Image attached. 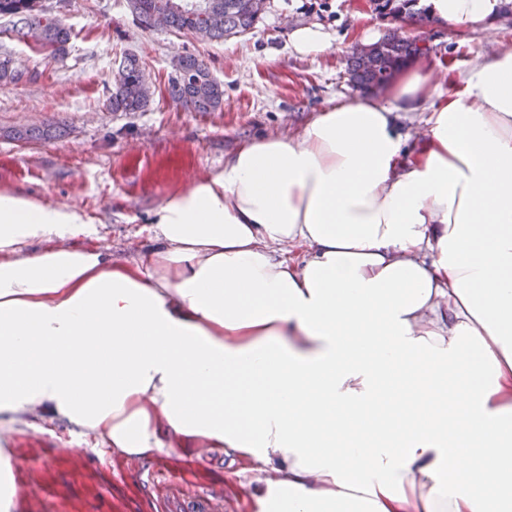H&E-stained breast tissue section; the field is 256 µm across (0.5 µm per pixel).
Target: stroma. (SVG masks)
<instances>
[{
	"instance_id": "obj_1",
	"label": "stroma",
	"mask_w": 512,
	"mask_h": 512,
	"mask_svg": "<svg viewBox=\"0 0 512 512\" xmlns=\"http://www.w3.org/2000/svg\"><path fill=\"white\" fill-rule=\"evenodd\" d=\"M50 16L72 32L65 57L55 61L0 32V49L22 75L0 85V193L78 204L89 227L75 245L106 247L119 258L150 247L148 220L157 204L223 169L239 141L296 131L313 112L352 97L347 62L365 31L381 38L398 26L373 0H268L250 33L224 41L142 29L126 0H66ZM310 25L327 34L328 47L303 56L290 34ZM408 37L428 47L431 61L456 63L464 77L499 45H512V17L500 15L487 31L430 23ZM125 54L136 56L153 85L142 112L105 107ZM188 55L222 84L220 109L193 112L171 97L168 80ZM33 127L45 137L14 139V131ZM0 448L12 451L17 512H162L168 486L180 497L211 501L218 512H238L224 488L220 450L190 464L163 454L112 459L82 432L18 424L0 428Z\"/></svg>"
}]
</instances>
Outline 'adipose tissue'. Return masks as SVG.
Segmentation results:
<instances>
[{
	"label": "adipose tissue",
	"mask_w": 512,
	"mask_h": 512,
	"mask_svg": "<svg viewBox=\"0 0 512 512\" xmlns=\"http://www.w3.org/2000/svg\"><path fill=\"white\" fill-rule=\"evenodd\" d=\"M422 2L472 29L504 5ZM444 78L416 58L388 102L241 141L130 259L70 245L78 205L0 194V417L223 450L246 512H512V48Z\"/></svg>",
	"instance_id": "1"
}]
</instances>
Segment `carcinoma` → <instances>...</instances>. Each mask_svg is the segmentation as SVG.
I'll return each instance as SVG.
<instances>
[{
    "label": "carcinoma",
    "mask_w": 512,
    "mask_h": 512,
    "mask_svg": "<svg viewBox=\"0 0 512 512\" xmlns=\"http://www.w3.org/2000/svg\"><path fill=\"white\" fill-rule=\"evenodd\" d=\"M376 9L389 14L405 15L417 23L429 22L420 11L410 10L417 0H374ZM131 13L145 29L154 28L161 16L165 28L175 33H190L204 28L209 39L221 40L244 34L259 21L252 0H127ZM48 11L44 0H0V19L12 26L23 38H31L45 57L55 59L66 52L70 31L58 22H45ZM375 57L369 68L362 66L357 55L349 60L348 71L355 86L375 89L390 82L394 72L409 58L424 48L409 39L396 40L389 36L375 43ZM146 74L134 56L121 59L114 80V90L106 101L111 112H141L151 98L141 91ZM172 97L194 112H214L221 108L224 98L222 84L214 79L198 58L185 56L171 78Z\"/></svg>",
    "instance_id": "carcinoma-1"
}]
</instances>
